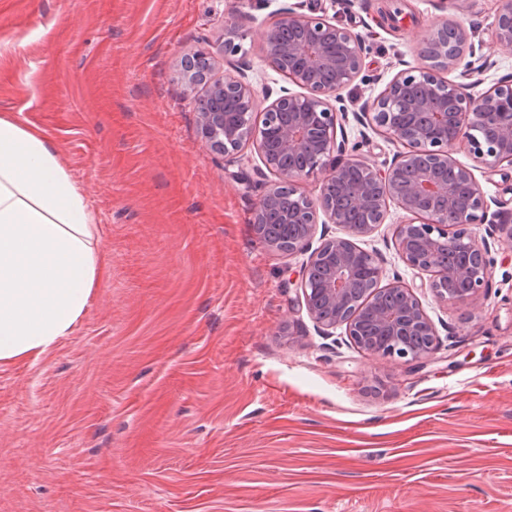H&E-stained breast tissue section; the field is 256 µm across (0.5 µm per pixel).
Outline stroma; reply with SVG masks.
I'll return each instance as SVG.
<instances>
[{
    "instance_id": "stroma-1",
    "label": "stroma",
    "mask_w": 512,
    "mask_h": 512,
    "mask_svg": "<svg viewBox=\"0 0 512 512\" xmlns=\"http://www.w3.org/2000/svg\"><path fill=\"white\" fill-rule=\"evenodd\" d=\"M361 34L365 67L339 93L369 164L399 152L356 113L420 65L435 24L488 40L498 0H0V113L49 134L99 218L105 271L71 336L0 365V512H512V248L493 244L481 307L440 301L399 257L386 219L356 244L412 288L437 331L423 368L320 335L290 275L302 254L255 233L260 158L208 151L180 61L234 21L255 87L281 8Z\"/></svg>"
}]
</instances>
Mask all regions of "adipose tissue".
Wrapping results in <instances>:
<instances>
[{
  "mask_svg": "<svg viewBox=\"0 0 512 512\" xmlns=\"http://www.w3.org/2000/svg\"><path fill=\"white\" fill-rule=\"evenodd\" d=\"M98 219L43 131L0 114V364L70 336L102 274Z\"/></svg>",
  "mask_w": 512,
  "mask_h": 512,
  "instance_id": "ef3b65f1",
  "label": "adipose tissue"
}]
</instances>
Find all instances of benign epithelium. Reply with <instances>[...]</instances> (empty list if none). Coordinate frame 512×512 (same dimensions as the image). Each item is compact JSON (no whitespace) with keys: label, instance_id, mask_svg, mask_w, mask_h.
Listing matches in <instances>:
<instances>
[{"label":"benign epithelium","instance_id":"obj_1","mask_svg":"<svg viewBox=\"0 0 512 512\" xmlns=\"http://www.w3.org/2000/svg\"><path fill=\"white\" fill-rule=\"evenodd\" d=\"M501 2L491 41L511 52L512 0ZM473 34V28L452 22L434 26L419 45L424 65L397 72L364 104L365 124L405 148L383 169L349 153L348 141L337 138L346 113L332 101L361 73L366 52L363 37L347 27L291 7L280 12L265 30L266 57L303 92L281 90L263 109L265 120L259 125L252 122L259 107L257 91L245 73L207 80L216 63H231L241 50L245 33L238 24L225 26L215 47L184 61L185 91L196 106L207 148L222 157L234 156L251 142L264 165L255 174L262 178L268 171L275 176L261 184L253 227L267 222L268 208L278 196L288 195L279 222L299 225L298 236L286 244L274 236L263 241L278 252H309L298 272L309 318L325 333L345 327L364 353L398 358L409 366L431 357L435 326L412 289L399 282L379 286L381 263L353 238L384 223L386 202L393 201L412 216L396 228L402 261L430 273V288L438 298L473 308L482 304L488 242L470 226L491 224L512 245V225L490 212L475 172L512 167V78H501L479 95L470 92L469 80L490 66L487 57L475 55ZM441 70L459 72V80L440 77ZM202 84L206 92L200 95ZM457 149L466 151L472 163L453 157ZM318 171L325 176L319 194L311 198L301 182ZM321 222L344 227L347 236L324 238L311 251ZM364 283L373 286L372 295L394 299L372 317L374 326L388 334L381 346L368 347L362 341L357 292Z\"/></svg>","mask_w":512,"mask_h":512}]
</instances>
